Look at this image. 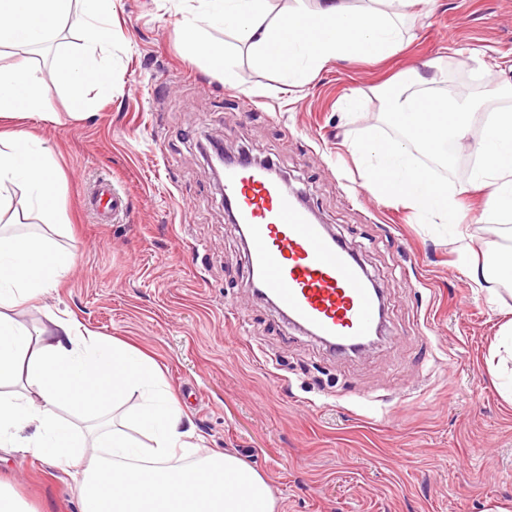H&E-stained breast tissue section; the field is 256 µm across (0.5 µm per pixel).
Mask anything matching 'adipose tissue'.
I'll return each mask as SVG.
<instances>
[{
  "instance_id": "1",
  "label": "adipose tissue",
  "mask_w": 512,
  "mask_h": 512,
  "mask_svg": "<svg viewBox=\"0 0 512 512\" xmlns=\"http://www.w3.org/2000/svg\"><path fill=\"white\" fill-rule=\"evenodd\" d=\"M380 9L354 11L344 0H295L286 20L269 22L270 0H199L200 11L184 7L174 32L189 57L204 60L215 74L231 75V53L212 44L208 26H221L247 43L257 60L301 82L310 72L348 55L392 56L401 42L395 10L409 0H383ZM81 4L85 43L80 52H62L56 75L74 111L85 106L84 90L101 94L112 86L110 72L96 59L112 47V0H0V47H37ZM44 78L28 59L0 62V116L42 109ZM427 80L413 74L388 95L393 120L418 146L436 155L464 141L472 117L467 102L435 97ZM479 161L472 180L491 187L479 220L512 222V109L490 113L475 148ZM352 152L366 165L364 185L379 198L400 202L452 227L464 221L461 202L416 163L404 145L373 136L357 140ZM23 187L27 209L46 232L18 229L6 190ZM60 179L42 140L23 131H0V447L36 452L72 478L79 512H276L265 479L238 456L199 454L194 431L183 422L174 394L164 386L156 363L137 349L81 328L73 318L52 317L29 328L12 309L57 288L75 262L56 237L67 227L59 205ZM473 287L496 275L512 276V245L476 256L468 242L458 247ZM24 380L22 390L6 384ZM141 395L135 413L149 442L128 440L112 427L105 410L111 399ZM76 405L83 423L62 419L60 409ZM34 432L21 436L26 425ZM183 457L190 466H180ZM237 493H229L227 481Z\"/></svg>"
}]
</instances>
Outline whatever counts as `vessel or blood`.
Segmentation results:
<instances>
[{"label":"vessel or blood","instance_id":"b4317fda","mask_svg":"<svg viewBox=\"0 0 512 512\" xmlns=\"http://www.w3.org/2000/svg\"><path fill=\"white\" fill-rule=\"evenodd\" d=\"M224 200L252 243L248 278L258 282L283 318L340 354L370 335L378 301L368 273L323 225L311 222L294 190L239 161L224 169ZM88 203L114 217L127 208L106 180L96 183Z\"/></svg>","mask_w":512,"mask_h":512}]
</instances>
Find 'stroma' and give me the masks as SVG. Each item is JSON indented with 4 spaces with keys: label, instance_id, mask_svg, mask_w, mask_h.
Listing matches in <instances>:
<instances>
[{
    "label": "stroma",
    "instance_id": "1",
    "mask_svg": "<svg viewBox=\"0 0 512 512\" xmlns=\"http://www.w3.org/2000/svg\"><path fill=\"white\" fill-rule=\"evenodd\" d=\"M113 2L111 93L87 87L77 113L52 76L59 52L83 44L75 11L33 55L45 76L41 114L8 122L51 149L70 223L59 242L76 258L56 291L14 317L31 328L72 317L141 350L199 447L259 472L278 512H512V403L490 371L512 284L495 280L500 303L489 305L470 288L449 227L368 192L351 150L368 131L403 142L385 94L411 71L426 70L451 97L454 75H468L467 140L440 160L412 153L422 167L439 163L474 250L506 244L479 222L488 192L471 179L486 114L512 107V0L404 8L394 56H347L302 85L221 27L211 35L235 56L231 80L186 58L174 34L179 0ZM211 135L273 164L358 255L385 294L376 346L335 354L251 295L247 246L200 152ZM104 175L128 202L109 224L85 206ZM0 478L34 512H78L67 473L33 454L1 449Z\"/></svg>",
    "mask_w": 512,
    "mask_h": 512
}]
</instances>
